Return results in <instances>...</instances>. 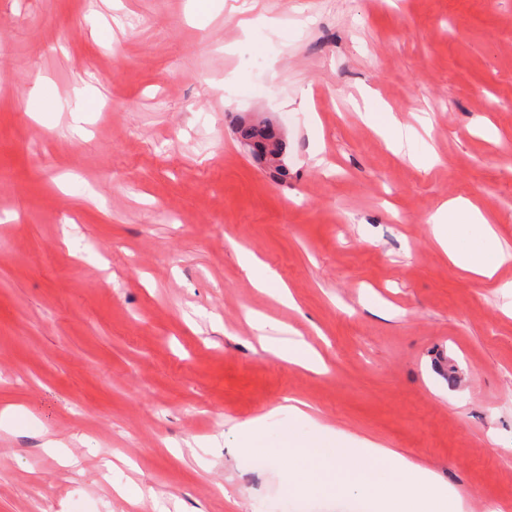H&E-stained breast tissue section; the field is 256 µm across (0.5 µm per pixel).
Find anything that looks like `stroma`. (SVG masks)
<instances>
[{"instance_id": "35a3bbf8", "label": "stroma", "mask_w": 512, "mask_h": 512, "mask_svg": "<svg viewBox=\"0 0 512 512\" xmlns=\"http://www.w3.org/2000/svg\"><path fill=\"white\" fill-rule=\"evenodd\" d=\"M381 104L427 166L367 123ZM250 113L286 178L240 147ZM459 196L512 250V0H0V512H279L287 459L231 449L289 396L512 512V261L450 265L427 218ZM220 431L206 466L178 457ZM241 265L244 270L253 278L255 286L258 288H268L270 283L273 281L267 270L262 268L261 262L257 257L247 251L241 254ZM267 322L255 319L252 327L258 333L260 342L282 361L302 367L308 371H319L324 368L322 356L308 346L304 341H290L289 343L277 342L267 336H263Z\"/></svg>"}]
</instances>
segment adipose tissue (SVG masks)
Listing matches in <instances>:
<instances>
[{
  "label": "adipose tissue",
  "instance_id": "ef3b65f1",
  "mask_svg": "<svg viewBox=\"0 0 512 512\" xmlns=\"http://www.w3.org/2000/svg\"><path fill=\"white\" fill-rule=\"evenodd\" d=\"M436 243L452 266L477 279H492L498 268L512 260V252L504 250L491 226V217L466 199L444 202L428 219ZM262 344L284 362L308 371L324 367L322 356L304 341L282 343L264 336V320H254Z\"/></svg>",
  "mask_w": 512,
  "mask_h": 512
}]
</instances>
